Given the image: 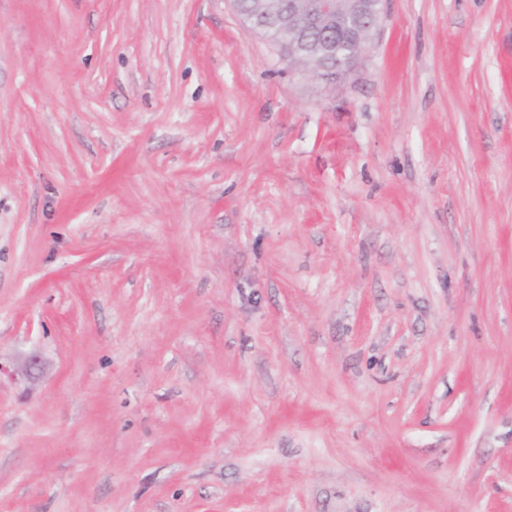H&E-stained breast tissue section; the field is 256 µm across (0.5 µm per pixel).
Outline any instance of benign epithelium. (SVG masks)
<instances>
[{"mask_svg":"<svg viewBox=\"0 0 512 512\" xmlns=\"http://www.w3.org/2000/svg\"><path fill=\"white\" fill-rule=\"evenodd\" d=\"M290 75L326 86L350 77L380 30L387 0H231Z\"/></svg>","mask_w":512,"mask_h":512,"instance_id":"1","label":"benign epithelium"}]
</instances>
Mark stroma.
Returning a JSON list of instances; mask_svg holds the SVG:
<instances>
[{"label": "stroma", "instance_id": "stroma-1", "mask_svg": "<svg viewBox=\"0 0 512 512\" xmlns=\"http://www.w3.org/2000/svg\"><path fill=\"white\" fill-rule=\"evenodd\" d=\"M0 366V512H512V0H0ZM231 0L248 30L270 43L289 75L326 86L346 80L380 30L387 0Z\"/></svg>", "mask_w": 512, "mask_h": 512}]
</instances>
